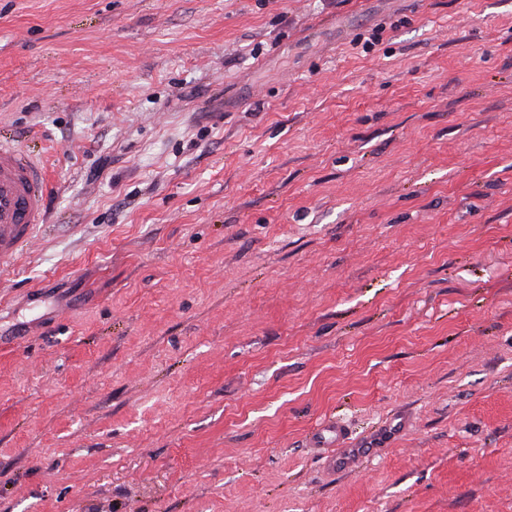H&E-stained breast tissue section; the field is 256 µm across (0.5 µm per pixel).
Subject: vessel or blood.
<instances>
[{"mask_svg":"<svg viewBox=\"0 0 512 512\" xmlns=\"http://www.w3.org/2000/svg\"><path fill=\"white\" fill-rule=\"evenodd\" d=\"M46 174L16 145L0 140V267H7L30 242L46 219ZM314 447L323 449L332 470L356 467L368 449L352 447L345 425L329 421L313 435Z\"/></svg>","mask_w":512,"mask_h":512,"instance_id":"b4317fda","label":"vessel or blood"}]
</instances>
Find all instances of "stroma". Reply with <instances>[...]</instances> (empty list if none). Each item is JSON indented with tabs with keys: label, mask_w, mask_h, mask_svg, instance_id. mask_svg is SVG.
Segmentation results:
<instances>
[{
	"label": "stroma",
	"mask_w": 512,
	"mask_h": 512,
	"mask_svg": "<svg viewBox=\"0 0 512 512\" xmlns=\"http://www.w3.org/2000/svg\"><path fill=\"white\" fill-rule=\"evenodd\" d=\"M0 137V512H512V0H0ZM46 174L16 145L0 140V267H7L46 219ZM313 445L324 449V458L333 471L352 469L369 455L371 448H380H348L353 445L347 427L330 420L313 434Z\"/></svg>",
	"instance_id": "stroma-1"
}]
</instances>
